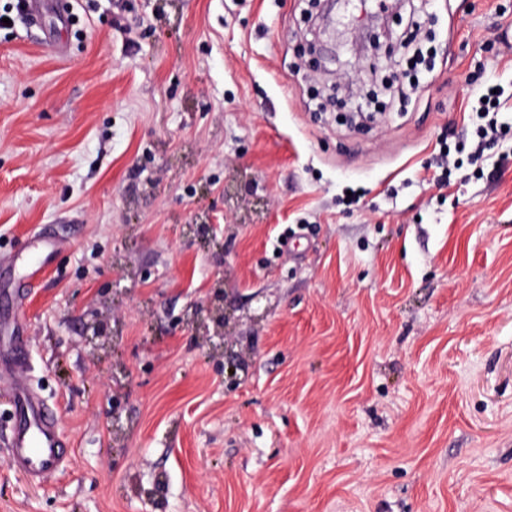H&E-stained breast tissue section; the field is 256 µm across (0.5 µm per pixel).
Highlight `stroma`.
Returning a JSON list of instances; mask_svg holds the SVG:
<instances>
[{
	"mask_svg": "<svg viewBox=\"0 0 512 512\" xmlns=\"http://www.w3.org/2000/svg\"><path fill=\"white\" fill-rule=\"evenodd\" d=\"M0 14V297L53 236L23 376L69 443L10 468L0 389V512H512V131L483 174L432 165L486 86L512 123V0L390 9L437 55L370 124L306 0Z\"/></svg>",
	"mask_w": 512,
	"mask_h": 512,
	"instance_id": "35a3bbf8",
	"label": "stroma"
}]
</instances>
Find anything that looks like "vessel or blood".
Instances as JSON below:
<instances>
[{
  "mask_svg": "<svg viewBox=\"0 0 512 512\" xmlns=\"http://www.w3.org/2000/svg\"><path fill=\"white\" fill-rule=\"evenodd\" d=\"M25 345L19 325L0 338V359L16 365ZM15 423L8 448L7 463L24 472L35 483L59 470L67 460L65 438L57 421L17 377L7 379Z\"/></svg>",
  "mask_w": 512,
  "mask_h": 512,
  "instance_id": "obj_1",
  "label": "vessel or blood"
}]
</instances>
